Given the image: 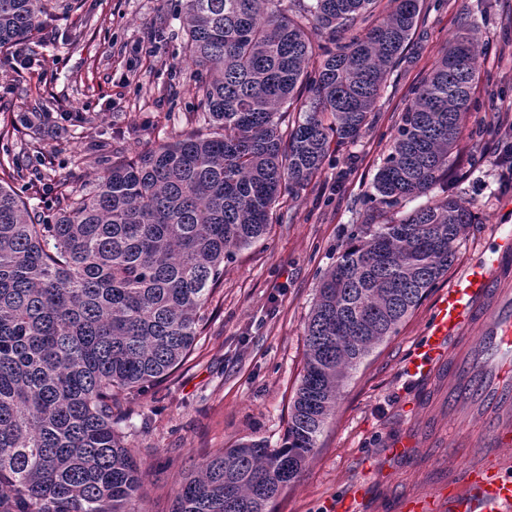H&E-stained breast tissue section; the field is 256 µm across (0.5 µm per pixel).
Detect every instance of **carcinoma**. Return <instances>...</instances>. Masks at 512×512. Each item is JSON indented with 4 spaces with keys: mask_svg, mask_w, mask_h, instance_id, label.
Instances as JSON below:
<instances>
[{
    "mask_svg": "<svg viewBox=\"0 0 512 512\" xmlns=\"http://www.w3.org/2000/svg\"><path fill=\"white\" fill-rule=\"evenodd\" d=\"M52 0H0V50L33 39ZM181 0L185 60L207 121L135 160L115 152L46 223L0 156V512H130L141 469L112 420L119 396L171 375L204 328L224 263L259 242L283 190L355 142L408 47L421 0ZM319 30L343 36L317 43ZM477 49L458 34L415 87L374 179L383 212L435 189L471 111ZM304 113L291 119V113ZM476 216L444 194L357 224L323 275L286 442L218 451L172 512H270L340 387L444 277Z\"/></svg>",
    "mask_w": 512,
    "mask_h": 512,
    "instance_id": "carcinoma-1",
    "label": "carcinoma"
}]
</instances>
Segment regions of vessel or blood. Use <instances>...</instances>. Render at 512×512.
Masks as SVG:
<instances>
[{
	"instance_id": "obj_1",
	"label": "vessel or blood",
	"mask_w": 512,
	"mask_h": 512,
	"mask_svg": "<svg viewBox=\"0 0 512 512\" xmlns=\"http://www.w3.org/2000/svg\"><path fill=\"white\" fill-rule=\"evenodd\" d=\"M498 231L496 251L455 275L406 365L430 377L447 366L445 409L459 428L479 426L478 453L396 498V512H512V226Z\"/></svg>"
}]
</instances>
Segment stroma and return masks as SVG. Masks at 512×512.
Here are the masks:
<instances>
[{
    "label": "stroma",
    "instance_id": "35a3bbf8",
    "mask_svg": "<svg viewBox=\"0 0 512 512\" xmlns=\"http://www.w3.org/2000/svg\"><path fill=\"white\" fill-rule=\"evenodd\" d=\"M430 9L390 75L368 131L331 153L299 194L282 193L268 234L224 266V282L206 311L191 356L170 377L121 401L117 415L142 471L135 512H171L184 473L216 451L246 440L282 447L304 366L305 326L322 272L334 264L356 224H376L374 177L388 153L412 91L462 30L479 41L474 106L459 135L458 154L441 179L477 216L459 240L454 269L496 246L494 229L512 225V0H428ZM177 0H85L87 25L56 8L53 34L35 44L31 62L0 58V149L37 169L52 161V197L27 186L31 204L60 202L83 181L95 146L123 148L127 158L202 127L184 60ZM440 280L403 321L351 370L300 476L271 512H336L355 481L371 487L365 512H391L392 500L443 479L452 426L427 381H411L405 365L425 335ZM429 444L435 455H411L394 478L374 475L399 435Z\"/></svg>",
    "mask_w": 512,
    "mask_h": 512
}]
</instances>
